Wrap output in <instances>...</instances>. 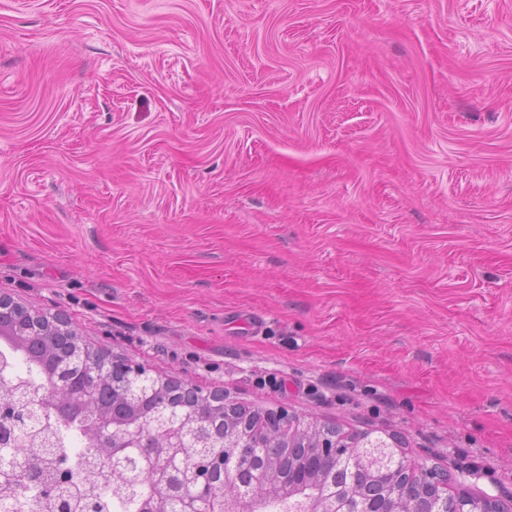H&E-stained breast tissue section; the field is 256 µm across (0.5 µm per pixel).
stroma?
Returning <instances> with one entry per match:
<instances>
[{
	"mask_svg": "<svg viewBox=\"0 0 512 512\" xmlns=\"http://www.w3.org/2000/svg\"><path fill=\"white\" fill-rule=\"evenodd\" d=\"M0 293L512 497V0H0Z\"/></svg>",
	"mask_w": 512,
	"mask_h": 512,
	"instance_id": "35a3bbf8",
	"label": "stroma"
}]
</instances>
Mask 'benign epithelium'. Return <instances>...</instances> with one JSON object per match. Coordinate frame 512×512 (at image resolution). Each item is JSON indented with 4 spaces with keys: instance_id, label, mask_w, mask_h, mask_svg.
Returning a JSON list of instances; mask_svg holds the SVG:
<instances>
[{
    "instance_id": "obj_1",
    "label": "benign epithelium",
    "mask_w": 512,
    "mask_h": 512,
    "mask_svg": "<svg viewBox=\"0 0 512 512\" xmlns=\"http://www.w3.org/2000/svg\"><path fill=\"white\" fill-rule=\"evenodd\" d=\"M73 332L60 317L30 315V322L5 324L0 321V335L11 336L16 343L37 332ZM55 399L61 406H76L89 413L87 431L91 436L112 439L111 456L130 457L131 463L121 469L125 480L150 478L157 488L152 498L151 512H168L167 503L172 485L194 487L210 478L199 468L186 464L204 448L213 446L215 430L210 423L213 407L225 402L224 393L215 390L202 393L196 386L181 384L185 403L165 409H153L149 399L167 382L153 377L139 366L111 356L96 355L80 339L73 338L67 358L58 365ZM109 381L121 412L103 408L97 403L99 385ZM221 446L224 454L235 456L248 447L269 449L266 464L253 471L249 487L239 481L233 463L220 465L221 478L213 483L206 502L193 496H183L182 512H259L265 500L304 498L296 512H428L422 499L398 492L390 494L379 509L356 488L355 477L343 484L336 483V467L348 462L357 471L374 481L390 486L395 481L394 463L402 457L396 438L370 433L347 434L337 426H317L290 414L286 410L268 411L254 423L250 415L224 427ZM293 448H309L321 464L315 469L296 474L289 468L288 454ZM419 484L448 483L444 473L433 468H419L415 473ZM455 501L454 512H490L497 501L483 497L476 504L460 492L443 496L434 512H445L444 502Z\"/></svg>"
}]
</instances>
